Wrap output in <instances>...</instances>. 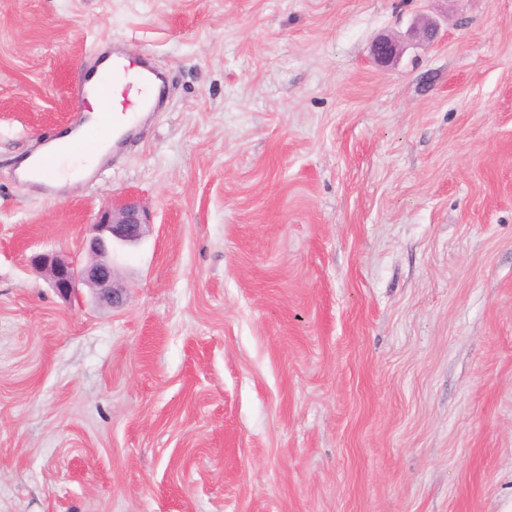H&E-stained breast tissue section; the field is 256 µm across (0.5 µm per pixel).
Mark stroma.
<instances>
[{
    "label": "stroma",
    "mask_w": 512,
    "mask_h": 512,
    "mask_svg": "<svg viewBox=\"0 0 512 512\" xmlns=\"http://www.w3.org/2000/svg\"><path fill=\"white\" fill-rule=\"evenodd\" d=\"M116 43L156 111L22 181ZM0 512H512V0H0ZM402 45L396 38L383 35L377 38L371 45V55L380 65H388L401 55ZM146 208L135 198L102 208L97 220L91 224L84 241L89 258H64L55 253H41L29 262L42 271L51 288L62 297L75 294L79 286L94 291L96 296L112 307L123 302V288L114 282L112 251L115 243L135 244L151 225Z\"/></svg>",
    "instance_id": "obj_1"
}]
</instances>
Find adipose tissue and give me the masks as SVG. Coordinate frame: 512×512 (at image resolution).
<instances>
[{
  "label": "adipose tissue",
  "instance_id": "ef3b65f1",
  "mask_svg": "<svg viewBox=\"0 0 512 512\" xmlns=\"http://www.w3.org/2000/svg\"><path fill=\"white\" fill-rule=\"evenodd\" d=\"M137 115H128L120 126L112 124V107L99 105L92 112L82 130L56 137L49 147L54 150L58 163L48 183L55 188H65L81 180L96 167L111 149L114 140L135 127Z\"/></svg>",
  "mask_w": 512,
  "mask_h": 512
}]
</instances>
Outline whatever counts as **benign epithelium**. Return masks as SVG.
Returning <instances> with one entry per match:
<instances>
[{
  "instance_id": "obj_1",
  "label": "benign epithelium",
  "mask_w": 512,
  "mask_h": 512,
  "mask_svg": "<svg viewBox=\"0 0 512 512\" xmlns=\"http://www.w3.org/2000/svg\"><path fill=\"white\" fill-rule=\"evenodd\" d=\"M402 51L400 41L389 35L377 38L371 45V55L380 65L390 64L399 58ZM149 226L146 208L137 199L127 198L99 211L84 241L88 260L41 253L32 256L30 263L42 271L51 288L59 295L71 296L82 285L94 291L100 300L118 307L123 302V288L114 282V244L139 242Z\"/></svg>"
}]
</instances>
